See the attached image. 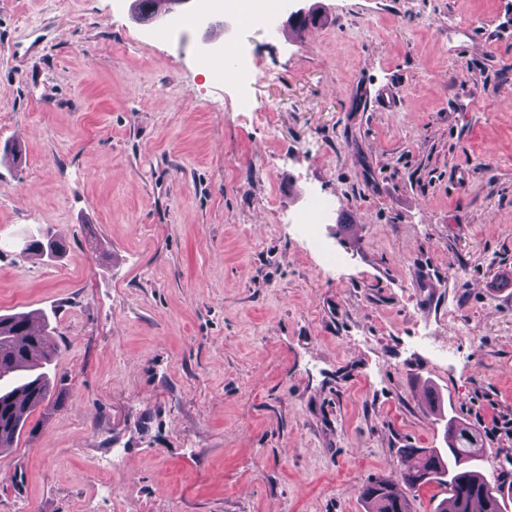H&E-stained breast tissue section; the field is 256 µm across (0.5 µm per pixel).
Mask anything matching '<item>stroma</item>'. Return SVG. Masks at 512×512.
<instances>
[{
    "mask_svg": "<svg viewBox=\"0 0 512 512\" xmlns=\"http://www.w3.org/2000/svg\"><path fill=\"white\" fill-rule=\"evenodd\" d=\"M302 3L291 44L0 0V235L64 244L0 253L58 346L0 512H366L445 417L512 482V6Z\"/></svg>",
    "mask_w": 512,
    "mask_h": 512,
    "instance_id": "35a3bbf8",
    "label": "stroma"
}]
</instances>
